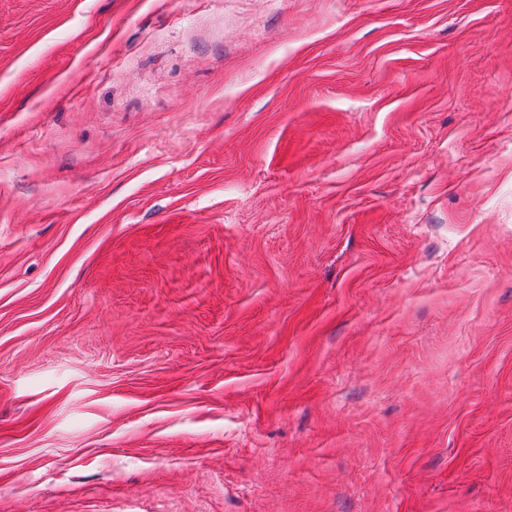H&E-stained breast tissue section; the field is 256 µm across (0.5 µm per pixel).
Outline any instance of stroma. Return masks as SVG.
Here are the masks:
<instances>
[{
    "instance_id": "obj_1",
    "label": "stroma",
    "mask_w": 512,
    "mask_h": 512,
    "mask_svg": "<svg viewBox=\"0 0 512 512\" xmlns=\"http://www.w3.org/2000/svg\"><path fill=\"white\" fill-rule=\"evenodd\" d=\"M0 512H512V0H0Z\"/></svg>"
}]
</instances>
